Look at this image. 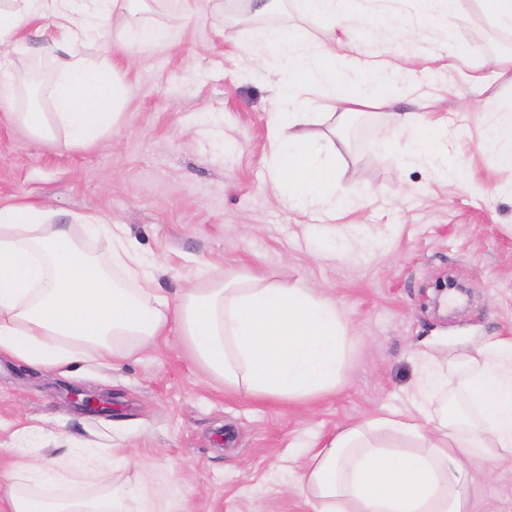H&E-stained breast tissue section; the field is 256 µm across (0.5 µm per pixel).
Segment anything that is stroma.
<instances>
[{"instance_id": "obj_1", "label": "stroma", "mask_w": 512, "mask_h": 512, "mask_svg": "<svg viewBox=\"0 0 512 512\" xmlns=\"http://www.w3.org/2000/svg\"><path fill=\"white\" fill-rule=\"evenodd\" d=\"M397 19L406 39L380 38ZM126 24L164 28L171 45L141 43L130 59L86 45L89 63H116L125 89L115 131L86 148L34 138L10 118L34 100L50 108L49 80L31 76L55 52L54 18L29 24L22 50L0 57V80L16 86L0 99V207L39 204L57 224L111 218L171 293L204 262L218 278L260 271L318 288L335 297L352 341L344 378L312 402L258 401L207 375L176 335L113 364L88 354L64 373L0 354V497L28 461L95 448L113 456L114 483L149 486L161 512L175 482L191 512H313L295 488L310 448L380 408L409 409L417 343L437 340L453 357L491 336L512 338V169L479 150L486 102L512 109V81L494 75L512 30L477 0L423 27L406 0H387L359 28L363 56H412V72H396L386 94L410 110L416 91L427 92L424 114L447 119L448 149L470 160V179L441 182L402 165L385 109L354 118L337 161L353 205L333 224L370 229L377 245L334 256L267 178L268 122L282 105L245 73L258 23H229L211 0H134L112 28ZM447 44L460 54L449 71L435 60ZM474 67L490 75L488 88L467 85ZM82 395L111 398V411L85 410ZM31 427L38 435L21 440ZM469 469L480 488L474 512H512V453Z\"/></svg>"}]
</instances>
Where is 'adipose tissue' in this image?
Listing matches in <instances>:
<instances>
[{
	"instance_id": "ef3b65f1",
	"label": "adipose tissue",
	"mask_w": 512,
	"mask_h": 512,
	"mask_svg": "<svg viewBox=\"0 0 512 512\" xmlns=\"http://www.w3.org/2000/svg\"><path fill=\"white\" fill-rule=\"evenodd\" d=\"M366 0H303L328 23L319 43L288 24L264 28L254 53L277 99L296 112L271 120L269 181L289 207L332 216L349 201L341 193L336 159L341 140L321 142L305 128L316 123L313 92H323L331 119L384 104L386 61L349 68L354 33ZM127 0H10L0 7V45L18 44L32 20L61 17L52 58L51 109L13 113V120L42 140L63 137L86 147L114 125L125 91L107 65L88 64L81 48L110 26ZM355 84L356 93L346 90ZM393 130L406 132L398 160L422 165L440 180L466 184L470 165L450 154L418 112H392ZM484 148L512 167V111L488 112ZM100 214L52 224L33 204L0 207V354L35 369L55 370L82 361L87 351L115 361L156 346L172 332L209 375L256 398L313 399L335 390L349 350L346 323L335 299L301 283L281 286L252 274L224 279L200 268V283L169 297L158 288L148 260L125 235L109 233L103 255L85 250L74 226L97 231ZM412 410L386 411L339 429L313 449L299 488L314 512H472L477 493L467 459L512 451V339L491 338L457 356L464 373L430 347L416 351ZM100 457L61 458L53 473L35 462L13 477L5 492L8 512H156L152 493L138 495L103 479ZM98 478L95 493L66 487L75 473Z\"/></svg>"
}]
</instances>
